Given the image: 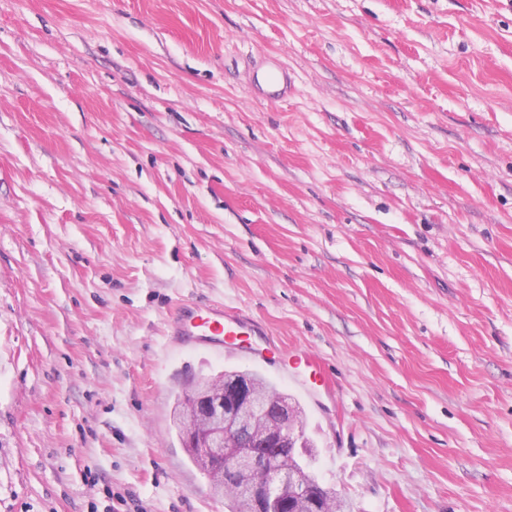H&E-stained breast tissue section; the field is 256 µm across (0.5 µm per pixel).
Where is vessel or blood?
I'll return each mask as SVG.
<instances>
[{
    "instance_id": "b4317fda",
    "label": "vessel or blood",
    "mask_w": 512,
    "mask_h": 512,
    "mask_svg": "<svg viewBox=\"0 0 512 512\" xmlns=\"http://www.w3.org/2000/svg\"><path fill=\"white\" fill-rule=\"evenodd\" d=\"M252 93L268 100L285 98L294 88V79L282 67L266 70L250 79ZM173 333L183 345L195 350H217L234 344L238 337L263 336L264 331L250 316L233 313L222 304L181 303L174 314ZM237 344V343H236ZM283 362L291 378L309 396L334 394L336 386L326 365L315 355L291 348Z\"/></svg>"
}]
</instances>
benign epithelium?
<instances>
[{"mask_svg":"<svg viewBox=\"0 0 512 512\" xmlns=\"http://www.w3.org/2000/svg\"><path fill=\"white\" fill-rule=\"evenodd\" d=\"M301 446L299 416L288 400L271 407L252 393L248 379L224 378L222 395L209 405V415L200 423L191 447L200 455L219 457L238 483L237 492L246 512H285L305 489V480L282 457L252 449Z\"/></svg>","mask_w":512,"mask_h":512,"instance_id":"benign-epithelium-1","label":"benign epithelium"}]
</instances>
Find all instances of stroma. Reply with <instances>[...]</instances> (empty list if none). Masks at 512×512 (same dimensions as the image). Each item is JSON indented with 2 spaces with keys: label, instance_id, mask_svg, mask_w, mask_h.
<instances>
[{
  "label": "stroma",
  "instance_id": "obj_1",
  "mask_svg": "<svg viewBox=\"0 0 512 512\" xmlns=\"http://www.w3.org/2000/svg\"><path fill=\"white\" fill-rule=\"evenodd\" d=\"M232 370L352 512H512V0H0V512H226L172 414ZM273 67L263 72L260 78L258 72L255 71L250 79L252 93L267 100L283 99L294 88V79L288 70L279 65H273ZM173 334L183 345L195 350H217L224 344L235 345L238 336H257L265 341L267 347L258 350L253 343L247 342L238 347V352L265 361L272 343L266 339V333L250 316L224 310L219 303L201 304L195 301L181 303L174 314ZM265 352V353H264ZM282 362L288 365L290 377L307 395L315 397L321 392L333 395L336 391L329 370L315 355L298 348H288Z\"/></svg>",
  "mask_w": 512,
  "mask_h": 512
}]
</instances>
